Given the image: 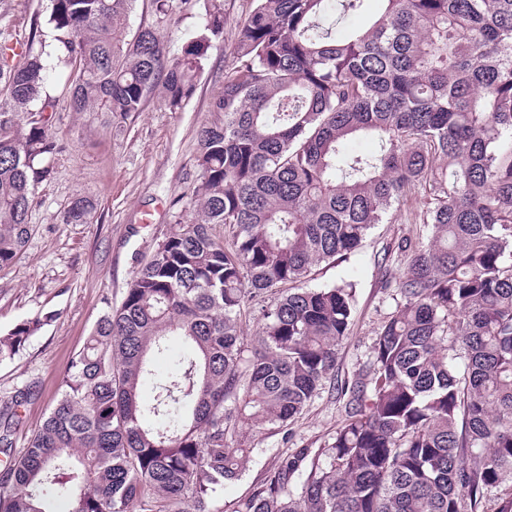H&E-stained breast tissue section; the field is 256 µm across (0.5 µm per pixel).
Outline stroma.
<instances>
[{
    "label": "stroma",
    "mask_w": 512,
    "mask_h": 512,
    "mask_svg": "<svg viewBox=\"0 0 512 512\" xmlns=\"http://www.w3.org/2000/svg\"><path fill=\"white\" fill-rule=\"evenodd\" d=\"M254 6V0H224V38L212 50L193 97L178 110L153 93L141 111L129 115L75 112L70 90L77 64L62 62L48 71L45 92L58 149L50 176L35 190L32 237L18 262L0 269V333L37 314L51 316L19 354L0 361V400L25 386L36 392L20 410L15 448H25L49 414L98 319L121 303L177 218L194 219L190 198L199 174L198 131L223 119L212 104L233 63L235 33ZM206 7V0H174L160 20L153 0H136L127 32L155 28L175 55L203 27ZM49 13V0H0V44L54 45ZM78 199L93 205L87 222L65 223V212ZM429 202L423 188L411 190L391 220L375 225L356 251L309 275L311 288L354 286L350 330L337 351L338 379L353 380L369 367L372 342L396 308L395 286L407 268L401 246L425 241L422 219ZM344 417L345 401L328 385L290 425L275 432L250 427V453L241 478L224 486L225 505L244 497L282 452L324 447Z\"/></svg>",
    "instance_id": "obj_1"
}]
</instances>
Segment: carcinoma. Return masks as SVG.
Returning <instances> with one entry per match:
<instances>
[{
  "instance_id": "carcinoma-1",
  "label": "carcinoma",
  "mask_w": 512,
  "mask_h": 512,
  "mask_svg": "<svg viewBox=\"0 0 512 512\" xmlns=\"http://www.w3.org/2000/svg\"><path fill=\"white\" fill-rule=\"evenodd\" d=\"M50 2L56 51L29 47L13 65L0 51V268L31 238L57 150L47 117L22 119L52 61L79 63L75 112H139L157 88L177 109L224 37L220 0L173 59L150 27L122 44L135 0ZM366 2L256 0L213 102L224 120L199 131L200 218L176 222L98 320L19 453L35 390L0 402V512L59 500L67 512H224L247 426L292 423L336 381L353 285L306 278L417 186L431 199L427 241L411 249L368 370L337 387L346 418L324 447L279 456L231 512H485L512 482V0H379L369 27L336 36L330 14ZM359 135L378 150L345 154ZM90 210L78 199L65 221ZM286 282L300 287L262 310L245 345L249 301ZM49 319L0 335V361ZM172 336L190 353L157 378Z\"/></svg>"
}]
</instances>
